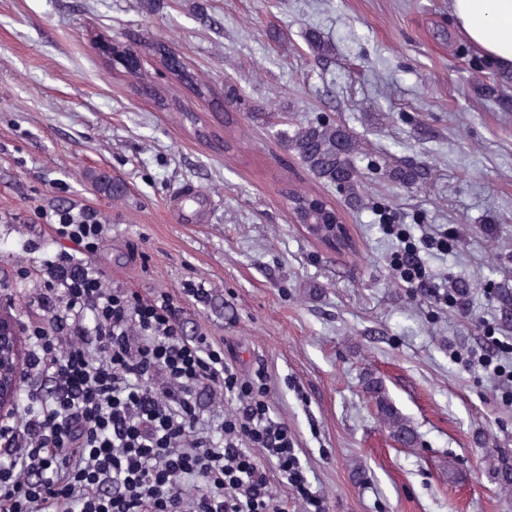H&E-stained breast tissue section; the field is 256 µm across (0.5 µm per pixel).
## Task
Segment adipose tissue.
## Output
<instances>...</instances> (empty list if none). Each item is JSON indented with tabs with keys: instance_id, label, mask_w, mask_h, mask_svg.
I'll list each match as a JSON object with an SVG mask.
<instances>
[{
	"instance_id": "obj_1",
	"label": "adipose tissue",
	"mask_w": 512,
	"mask_h": 512,
	"mask_svg": "<svg viewBox=\"0 0 512 512\" xmlns=\"http://www.w3.org/2000/svg\"><path fill=\"white\" fill-rule=\"evenodd\" d=\"M460 32L485 57L512 70V0H451Z\"/></svg>"
}]
</instances>
